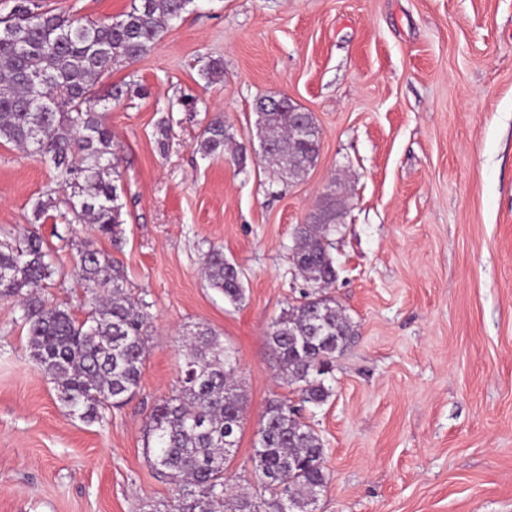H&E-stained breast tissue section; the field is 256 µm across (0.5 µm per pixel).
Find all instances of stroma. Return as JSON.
<instances>
[{
	"label": "stroma",
	"instance_id": "35a3bbf8",
	"mask_svg": "<svg viewBox=\"0 0 512 512\" xmlns=\"http://www.w3.org/2000/svg\"><path fill=\"white\" fill-rule=\"evenodd\" d=\"M87 20L131 0H45ZM224 65L208 81L210 60ZM105 119L120 157V245L84 228L56 254L51 302L83 316L70 274L91 240L150 302L141 388L99 422L68 415L31 360L21 307L0 298V512H152L173 485L146 453L153 406L178 385L184 340L209 328L235 352L246 410L226 474L259 486L253 453L275 399L302 408L329 482L317 512H512V0H194L143 58ZM285 95L321 131L316 165L281 179L262 158L255 102ZM223 119L247 149L204 156ZM170 126L165 144L155 136ZM50 165L0 142V227L29 224L54 189ZM345 200L330 237V293L356 335L323 404H301L269 342L272 320L308 285L296 229L330 188ZM241 271L231 305L203 278L210 246Z\"/></svg>",
	"mask_w": 512,
	"mask_h": 512
}]
</instances>
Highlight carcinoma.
Returning a JSON list of instances; mask_svg holds the SVG:
<instances>
[{
  "instance_id": "cac0c4a2",
  "label": "carcinoma",
  "mask_w": 512,
  "mask_h": 512,
  "mask_svg": "<svg viewBox=\"0 0 512 512\" xmlns=\"http://www.w3.org/2000/svg\"><path fill=\"white\" fill-rule=\"evenodd\" d=\"M193 0H132L129 11L98 21L64 16L41 0H13L0 18V141L50 162L59 188L33 206V228H0V297L16 299L27 326L34 363L53 381L69 413L94 422L126 404L140 388L152 315L151 303L126 287L120 265L89 242L80 245L71 274L91 294L82 320L45 299L43 283L55 273L54 254L34 225L51 209L68 226L89 225L121 243L122 188L112 129L104 118L121 86L99 99L95 87L113 67L147 55ZM264 158L286 178L304 172L318 158V127L294 133L301 112L288 100L256 103ZM234 135L220 118L202 131L198 150L223 154ZM328 222L302 224L293 254L295 267L313 291L283 310L269 337L287 383L301 401L320 405L331 396L326 375L355 337L350 319L326 290L336 281L328 236L343 215L341 200L329 199ZM208 285L232 304L244 299L240 271L219 247L205 254ZM238 360L206 328L191 333L176 394L157 403L147 422L154 470L176 488L167 512H315L329 477L324 448L315 429L290 404L273 400L263 411L253 462L262 493L224 479L241 430L244 395ZM270 498H265V495Z\"/></svg>"
}]
</instances>
